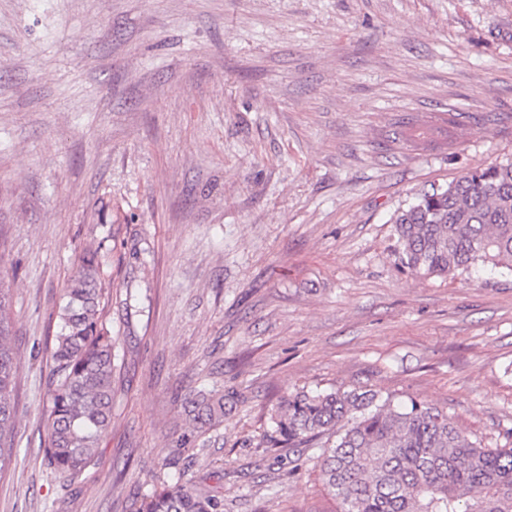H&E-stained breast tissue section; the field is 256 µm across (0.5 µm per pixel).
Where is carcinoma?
Wrapping results in <instances>:
<instances>
[{
  "mask_svg": "<svg viewBox=\"0 0 512 512\" xmlns=\"http://www.w3.org/2000/svg\"><path fill=\"white\" fill-rule=\"evenodd\" d=\"M456 121L420 130L402 121L398 139L418 147L448 139ZM398 263L421 278L482 264L512 271V158L476 167L395 210ZM98 253L81 259L58 311L51 351L45 457L77 482L112 423L114 339L104 321ZM9 290L0 287V473L13 454L17 412ZM231 391L200 390L187 402L186 447L224 420ZM267 448H314L340 512H512V448H487L427 403H397L371 389L302 390L272 410ZM145 512H224V496L179 479L149 496Z\"/></svg>",
  "mask_w": 512,
  "mask_h": 512,
  "instance_id": "obj_1",
  "label": "carcinoma"
}]
</instances>
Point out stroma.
<instances>
[{
    "mask_svg": "<svg viewBox=\"0 0 512 512\" xmlns=\"http://www.w3.org/2000/svg\"><path fill=\"white\" fill-rule=\"evenodd\" d=\"M463 114L453 145L395 121ZM512 157V0H0V281L20 368L0 512H142L176 471L224 512H336L265 448L300 389H374L512 447V271L423 279L389 219ZM100 251L112 425L49 469L58 305ZM241 393L183 448V405ZM396 127L397 130L393 134L398 135V137L395 136L394 139L409 143L413 147H419L438 139L448 140V127L445 125L429 126L421 132L420 128H415L410 122H399Z\"/></svg>",
    "mask_w": 512,
    "mask_h": 512,
    "instance_id": "stroma-1",
    "label": "stroma"
}]
</instances>
